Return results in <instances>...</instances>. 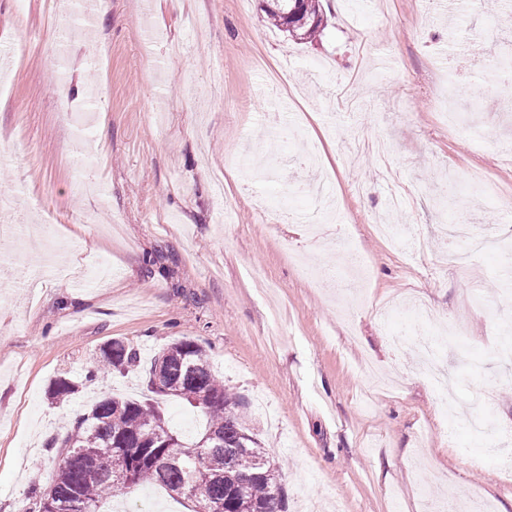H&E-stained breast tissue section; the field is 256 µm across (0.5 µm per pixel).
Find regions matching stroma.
Returning a JSON list of instances; mask_svg holds the SVG:
<instances>
[{
    "mask_svg": "<svg viewBox=\"0 0 512 512\" xmlns=\"http://www.w3.org/2000/svg\"><path fill=\"white\" fill-rule=\"evenodd\" d=\"M143 2L72 7L55 41L44 0H0V188L24 227L0 236V512L50 485L75 415L149 397L144 365L185 338L281 465L287 512H512V362L496 353L512 337H495L512 258L443 265L437 231L466 210L512 237V107L490 76L512 53L503 6L322 0L323 33L297 41L261 0ZM89 148L103 166L77 172ZM449 175L459 192L439 210ZM317 180L338 223H271L285 190L314 210ZM351 248L361 299L296 271L342 267ZM440 334L452 414L421 363V337ZM114 340L141 369L87 380ZM60 376L79 391L55 402ZM120 500L187 512L157 485Z\"/></svg>",
    "mask_w": 512,
    "mask_h": 512,
    "instance_id": "35a3bbf8",
    "label": "stroma"
}]
</instances>
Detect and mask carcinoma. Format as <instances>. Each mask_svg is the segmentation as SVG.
Returning a JSON list of instances; mask_svg holds the SVG:
<instances>
[{
    "instance_id": "obj_1",
    "label": "carcinoma",
    "mask_w": 512,
    "mask_h": 512,
    "mask_svg": "<svg viewBox=\"0 0 512 512\" xmlns=\"http://www.w3.org/2000/svg\"><path fill=\"white\" fill-rule=\"evenodd\" d=\"M306 22L290 31L299 40L320 34L322 0H305ZM267 19L282 29V13L293 0H269ZM134 345L114 340L101 349L91 375L128 373L139 366ZM149 385L162 397H177L207 418L205 432L192 442L182 440L168 425L159 402L104 396L75 419L60 442L61 460L55 478L29 512H98L99 505L125 493L119 479L132 486L155 484L193 504L192 512H285L280 467L271 460L246 426L239 398L224 386L210 366L205 349L193 340L169 344L149 369ZM215 434L219 448L199 449ZM179 455L185 466L167 465ZM200 485L190 489L192 473Z\"/></svg>"
}]
</instances>
